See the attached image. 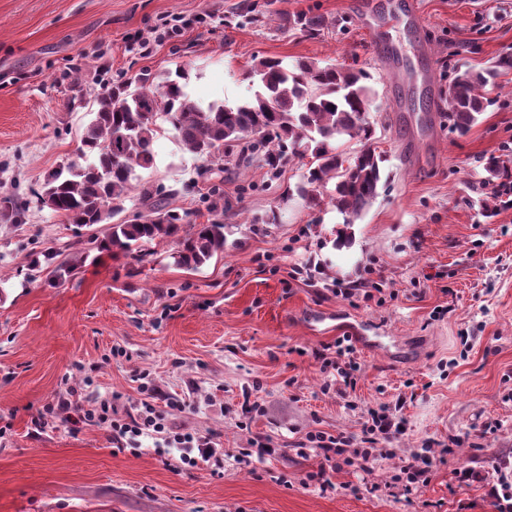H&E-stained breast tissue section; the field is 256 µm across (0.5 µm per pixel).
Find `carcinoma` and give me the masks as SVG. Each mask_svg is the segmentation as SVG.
<instances>
[{
  "label": "carcinoma",
  "mask_w": 512,
  "mask_h": 512,
  "mask_svg": "<svg viewBox=\"0 0 512 512\" xmlns=\"http://www.w3.org/2000/svg\"><path fill=\"white\" fill-rule=\"evenodd\" d=\"M292 25L316 35L325 20L307 14L293 17ZM512 69V56L500 57L485 72L465 70L448 87L449 115L460 134L468 132L491 103L486 96L489 78ZM256 90L236 105L222 102L202 105L186 92L187 73L153 84L147 77L110 87L97 97L98 109L82 138L86 164L67 165L53 171L44 182L40 201L70 224H101L102 210H122L134 190L138 171L155 160L158 119L167 122L183 148L206 161L224 157V149L238 148L237 164L258 160L271 170L286 164L288 155L304 148L311 152L306 184L297 194L316 205L319 199L308 187L330 190L331 205L347 227L378 195L383 155L370 148L373 125L369 120L374 92L365 84L370 74L318 61L263 58L251 68ZM359 138L364 148L349 162L335 143ZM147 214L137 223H116L98 243L102 251L130 253L158 238H178L176 262L197 270L224 253V222L188 224L186 216L170 207L167 195L146 187L140 191ZM26 205L11 194H0V221L22 224Z\"/></svg>",
  "instance_id": "carcinoma-1"
}]
</instances>
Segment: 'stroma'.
I'll list each match as a JSON object with an SVG mask.
<instances>
[{
	"instance_id": "obj_1",
	"label": "stroma",
	"mask_w": 512,
	"mask_h": 512,
	"mask_svg": "<svg viewBox=\"0 0 512 512\" xmlns=\"http://www.w3.org/2000/svg\"><path fill=\"white\" fill-rule=\"evenodd\" d=\"M0 0V192L27 201L26 221L0 223V512H499L498 473L512 469V208L494 200L486 163L512 171V70L467 135L448 118V86L512 54V0ZM324 17L308 36L293 14ZM205 23H195V16ZM193 19L162 42L164 17ZM391 46L374 53L369 33ZM150 51H143V42ZM317 60L365 70L370 120L383 151V184L336 245L343 217L295 189L310 154L281 168L207 162L161 123L140 183L208 223L224 201V252L197 270L177 264L176 239L135 253L99 252L79 227L43 207L49 173L80 162L97 96L139 73L154 81L187 67L203 102L252 96L255 60ZM276 223H268L270 214ZM86 244L70 276L35 268V253ZM312 261L314 280L291 269ZM380 298L342 296L361 280ZM448 315L435 318L437 307ZM355 339L357 384L323 391L316 350ZM384 337L383 353L367 340ZM468 346H461V337ZM149 372L156 406L224 450V471L183 467L147 438L119 451L104 426L38 424L44 406L112 399L134 410ZM177 407H170V400ZM265 404L245 419L244 400ZM399 406L402 433L372 470H328L336 484L305 486L322 459L301 452L307 433L360 437L369 410ZM279 455L237 462L250 438ZM448 445L427 486L404 492L391 477L424 442Z\"/></svg>"
}]
</instances>
